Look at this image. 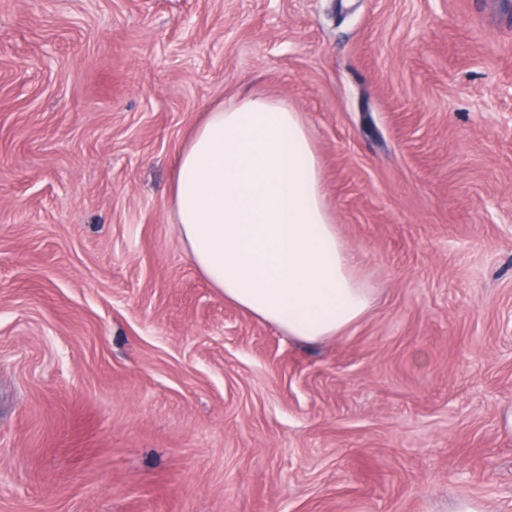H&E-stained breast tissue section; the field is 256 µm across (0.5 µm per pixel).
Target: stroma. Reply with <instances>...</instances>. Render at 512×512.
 Listing matches in <instances>:
<instances>
[{"label": "stroma", "mask_w": 512, "mask_h": 512, "mask_svg": "<svg viewBox=\"0 0 512 512\" xmlns=\"http://www.w3.org/2000/svg\"><path fill=\"white\" fill-rule=\"evenodd\" d=\"M254 92L373 299L316 345L174 224ZM509 406L512 0H0V512H512Z\"/></svg>", "instance_id": "stroma-1"}]
</instances>
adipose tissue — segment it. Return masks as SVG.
<instances>
[{
  "label": "adipose tissue",
  "mask_w": 512,
  "mask_h": 512,
  "mask_svg": "<svg viewBox=\"0 0 512 512\" xmlns=\"http://www.w3.org/2000/svg\"><path fill=\"white\" fill-rule=\"evenodd\" d=\"M175 222L225 301L316 344L363 318L360 255L341 240L302 113L258 94L210 108L174 159Z\"/></svg>",
  "instance_id": "obj_1"
}]
</instances>
